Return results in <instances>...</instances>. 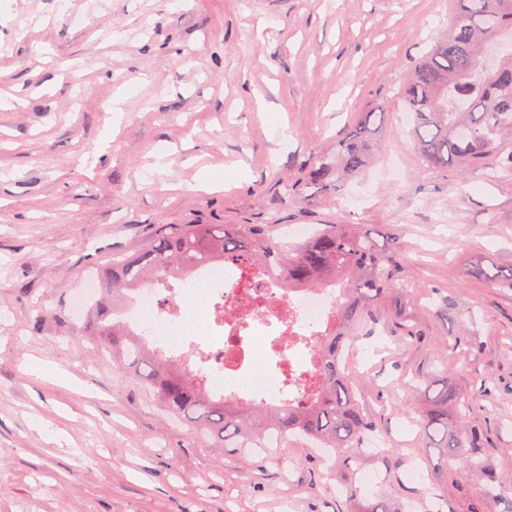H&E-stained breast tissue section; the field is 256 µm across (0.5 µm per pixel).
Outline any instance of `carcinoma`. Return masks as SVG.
I'll use <instances>...</instances> for the list:
<instances>
[{
	"mask_svg": "<svg viewBox=\"0 0 512 512\" xmlns=\"http://www.w3.org/2000/svg\"><path fill=\"white\" fill-rule=\"evenodd\" d=\"M505 33L512 34V0H453L448 32L433 39L402 89L410 135L423 164L461 168L493 158L512 173V154L500 152L503 139L512 137V57L492 68L486 60V45ZM384 119L383 112L360 113L332 150L312 158L309 184L342 195L348 182L375 160L374 135ZM204 259L260 266L290 287L342 285L336 307L339 331L317 345L301 340L321 361L319 391L310 405L269 409L254 401L236 407L214 399L202 382L170 368L127 326L109 320L116 310L104 297L93 308L99 351L123 361L165 408L224 448L259 446L263 434L274 429L285 440L304 435L335 451L351 450L377 431L356 399L343 352L358 340L349 335L351 328L366 330L383 322L392 336L415 335L413 312L402 296L408 271L396 238L381 246L361 224H330L286 249L255 224H163L138 256L112 260L106 292L115 299L147 281L185 274ZM390 299L395 304L388 309ZM406 398L421 402L426 447L439 450L443 471L450 462L457 465L452 475L458 489L468 494L473 477L483 478L473 512H512V491L494 485L482 438L456 429L466 419L469 401L448 378L413 389Z\"/></svg>",
	"mask_w": 512,
	"mask_h": 512,
	"instance_id": "carcinoma-1",
	"label": "carcinoma"
}]
</instances>
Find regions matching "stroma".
I'll return each mask as SVG.
<instances>
[{"mask_svg": "<svg viewBox=\"0 0 512 512\" xmlns=\"http://www.w3.org/2000/svg\"><path fill=\"white\" fill-rule=\"evenodd\" d=\"M450 0H7L0 10V512H401L420 486L419 406L398 381L448 373L493 431L512 488V176L490 162L424 166L405 135L403 82ZM124 118L112 129V106ZM385 114L374 166L343 196L305 184L359 112ZM215 187H200L203 175ZM300 183L303 192L289 193ZM161 224H363L395 233L416 338L377 328L355 376L389 437L381 457L209 448L130 372L101 363L71 296ZM448 299L447 319L431 310ZM40 304L39 320L28 317ZM482 311L480 354L459 346ZM48 369L38 379L32 362ZM379 469L378 489L336 487Z\"/></svg>", "mask_w": 512, "mask_h": 512, "instance_id": "stroma-1", "label": "stroma"}]
</instances>
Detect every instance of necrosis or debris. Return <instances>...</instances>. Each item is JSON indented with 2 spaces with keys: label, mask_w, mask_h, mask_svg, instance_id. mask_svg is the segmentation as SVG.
<instances>
[{
  "label": "necrosis or debris",
  "mask_w": 512,
  "mask_h": 512,
  "mask_svg": "<svg viewBox=\"0 0 512 512\" xmlns=\"http://www.w3.org/2000/svg\"><path fill=\"white\" fill-rule=\"evenodd\" d=\"M341 288H285L241 264L208 261L173 288L137 289L123 314L135 335L181 359L214 399L270 407L307 399L315 370L299 338L328 332Z\"/></svg>",
  "instance_id": "obj_1"
}]
</instances>
